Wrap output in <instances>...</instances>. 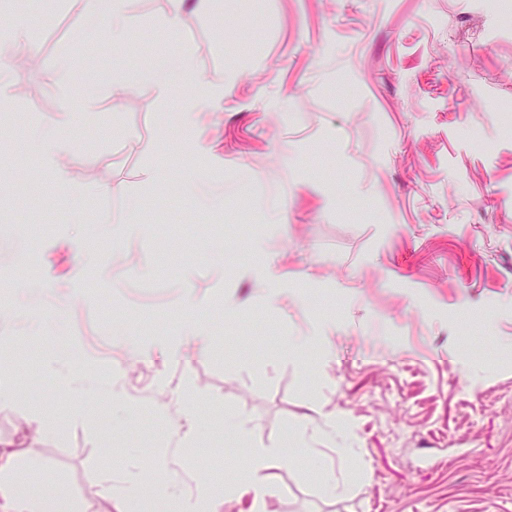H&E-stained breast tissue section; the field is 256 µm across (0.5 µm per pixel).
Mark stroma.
Segmentation results:
<instances>
[{
    "instance_id": "stroma-1",
    "label": "stroma",
    "mask_w": 512,
    "mask_h": 512,
    "mask_svg": "<svg viewBox=\"0 0 512 512\" xmlns=\"http://www.w3.org/2000/svg\"><path fill=\"white\" fill-rule=\"evenodd\" d=\"M86 5L0 0V35L24 19L39 48L0 99V213L22 228L0 235V440L45 462L20 464L27 489L96 512L108 470L223 482L246 464L214 439L225 419L272 448L341 409L355 455L261 471L268 512H512V0H221L182 28L202 80L237 76L194 129L139 79L167 0H128L119 42ZM59 125L71 146L51 160L33 131ZM352 469L368 480L327 490Z\"/></svg>"
}]
</instances>
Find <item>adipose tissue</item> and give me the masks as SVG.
Segmentation results:
<instances>
[{"label": "adipose tissue", "instance_id": "adipose-tissue-1", "mask_svg": "<svg viewBox=\"0 0 512 512\" xmlns=\"http://www.w3.org/2000/svg\"><path fill=\"white\" fill-rule=\"evenodd\" d=\"M149 85L160 102H168L179 87L195 86V93L182 103L184 122L193 127L200 113L211 110L224 98V89L212 86L198 79L193 55L186 50L173 47L161 48L153 63L139 75ZM351 418L339 410L326 414L325 428L296 431L292 434V449L259 448L249 446L250 425L247 420L235 419L230 430L235 437L247 443V457L251 475L249 478L217 487L209 482H197L193 491L175 498L178 512H220L221 493L228 492L238 498L248 499L249 512H267V497L271 492L269 484L260 479L259 473L271 466L291 462L295 453L318 455L329 433L342 431ZM16 462L11 452L0 451V512H69L66 502L53 497H35L29 494L25 484L14 474Z\"/></svg>", "mask_w": 512, "mask_h": 512}]
</instances>
